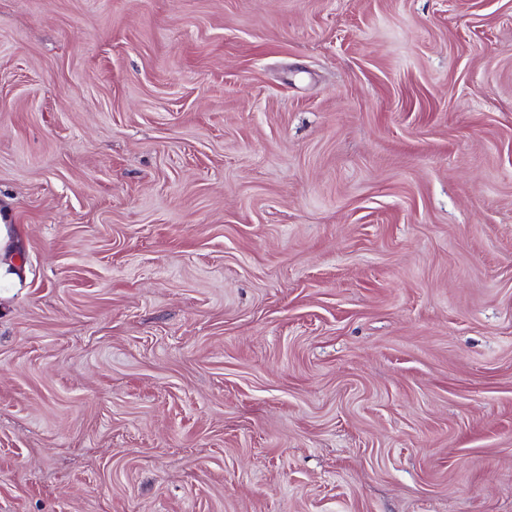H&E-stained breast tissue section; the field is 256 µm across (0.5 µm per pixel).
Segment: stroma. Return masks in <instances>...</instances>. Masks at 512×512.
I'll return each instance as SVG.
<instances>
[{"instance_id": "35a3bbf8", "label": "stroma", "mask_w": 512, "mask_h": 512, "mask_svg": "<svg viewBox=\"0 0 512 512\" xmlns=\"http://www.w3.org/2000/svg\"><path fill=\"white\" fill-rule=\"evenodd\" d=\"M0 512H512V0H0ZM15 246L12 224H6L0 214V299L6 297L1 288H17L25 276V269L17 263Z\"/></svg>"}]
</instances>
